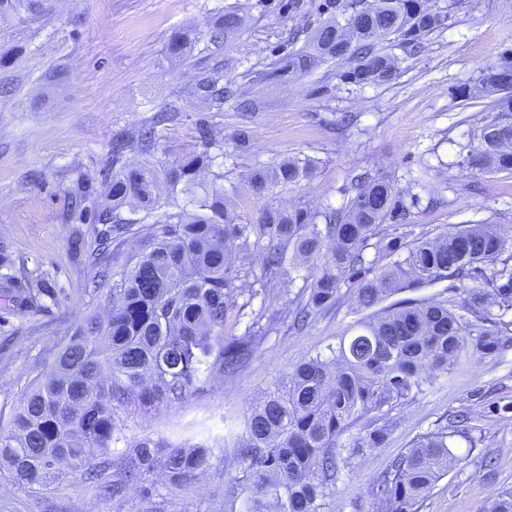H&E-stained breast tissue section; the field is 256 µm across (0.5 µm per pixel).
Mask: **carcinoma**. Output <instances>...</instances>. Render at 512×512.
<instances>
[{"mask_svg": "<svg viewBox=\"0 0 512 512\" xmlns=\"http://www.w3.org/2000/svg\"><path fill=\"white\" fill-rule=\"evenodd\" d=\"M331 7L336 16L288 57L289 70L306 71L316 59H334L349 64L339 74L342 80L389 81L395 61L378 45L399 38L418 48L449 20L429 0H333ZM21 9L34 23L46 13L43 0H0V14ZM240 27L241 17L227 12L216 21L215 37ZM479 85L481 94L463 91L461 97L494 116L478 127V146L465 162L512 175V50L481 71ZM192 93L218 111L233 97L215 74L201 78ZM200 139L203 151L162 177L145 167L112 171V206L94 215L97 223L111 225L112 236L93 256L99 271L92 281L93 291L112 300V311L103 320L90 316L79 324L50 368L31 369L20 404L0 415V470L33 492L53 485L64 466L114 498L134 480L143 497H151L150 476L157 471L169 487H183L211 467L214 449L148 437L110 473L107 455L125 437L119 412L179 405L203 395L247 363L261 320L287 319L288 328L301 330L311 316L336 305L340 283L347 280L358 306L371 313L342 333L330 355L308 357L251 407L235 446L241 465L236 482L257 493L245 512H333L331 487L360 451L391 435L394 407L415 401L464 360L512 347L498 328L512 313V235L485 220L459 225L433 239H416L405 255L377 272L365 260V248L383 224L409 214L388 177L354 176V195L339 209L265 204L255 221L244 222L227 210L224 189L194 195L198 170L214 160L208 128H200ZM132 141L141 155H154L149 132H137ZM130 142L114 147L112 163ZM314 171L309 160L288 159L252 171L250 184L261 196ZM179 193L191 195L190 208L146 222L162 196ZM132 204L146 215L124 217L121 208ZM129 238L137 239V247L120 265L116 248ZM235 248L261 250L259 269L234 264ZM299 257L313 264L305 286L287 298L284 309L258 314L241 336L224 334L230 310L241 312L256 296L294 282ZM449 278L479 279L483 287L462 289L458 302L404 299L379 307L405 290ZM364 417L366 426L342 455L340 437ZM474 431L461 415L420 436L371 485L374 512H419L440 477L476 450L481 438ZM458 438L466 443L461 454ZM98 457L96 467L92 460ZM485 512H512V489L501 491Z\"/></svg>", "mask_w": 512, "mask_h": 512, "instance_id": "1", "label": "carcinoma"}]
</instances>
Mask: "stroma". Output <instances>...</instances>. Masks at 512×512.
<instances>
[{"instance_id": "1", "label": "stroma", "mask_w": 512, "mask_h": 512, "mask_svg": "<svg viewBox=\"0 0 512 512\" xmlns=\"http://www.w3.org/2000/svg\"><path fill=\"white\" fill-rule=\"evenodd\" d=\"M326 2L46 0L41 23L23 12L0 17V411L20 403L29 370L50 366L78 322L108 312L106 294H89L86 286L96 273L88 257L106 230L92 216L110 203L104 174L112 167V142L152 125L167 106L179 114L153 125L154 156L131 149L122 164L147 160L166 172L200 150L199 129L209 127L215 160L198 181L223 186L243 219L255 220L266 201L317 211L342 207L351 175L366 171L388 175L412 212L409 222L383 224L384 236L410 243L482 219L512 227V177L463 161L487 115L462 108L458 98L512 50V0H432V7L450 11L445 27L415 51L384 42L397 75L371 85L341 81L344 66L333 60L304 75L284 72L288 53L299 48L289 32L312 34L330 17ZM228 11L242 17L241 28L212 41L213 24ZM186 27L197 31L198 42L182 60L169 44ZM60 68L66 79L52 82ZM213 70L254 102L252 112L242 113L232 99L218 112L188 96ZM243 128L249 142L241 148L235 135ZM296 157L314 160L312 178L254 195L251 171ZM21 290L35 303L20 302ZM361 316L353 286L341 283L333 309L301 332L276 325L249 362L206 395L125 418V439L111 452L116 465L146 437L223 448L222 459L187 486L158 483L147 502L133 484L116 501L95 496L76 473L34 493L2 472L0 512H243L246 494L232 490L240 470L234 442L251 406ZM460 411L482 442L469 462L438 481L420 512H479L512 487L511 348L468 359L416 401L395 407L393 434L340 473L331 489L335 512H372L373 481L414 440Z\"/></svg>"}]
</instances>
